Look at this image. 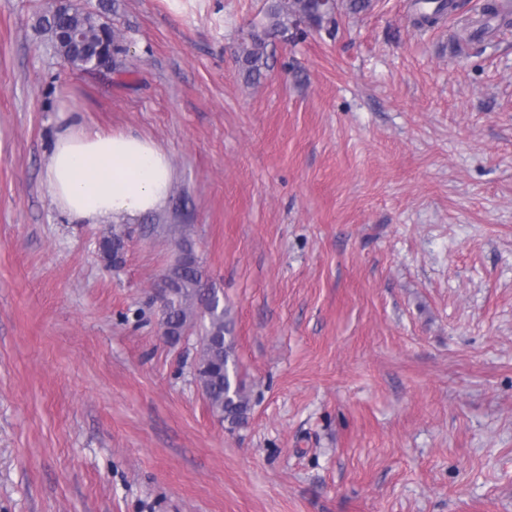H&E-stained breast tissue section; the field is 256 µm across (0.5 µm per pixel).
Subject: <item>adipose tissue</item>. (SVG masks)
<instances>
[{
    "label": "adipose tissue",
    "mask_w": 512,
    "mask_h": 512,
    "mask_svg": "<svg viewBox=\"0 0 512 512\" xmlns=\"http://www.w3.org/2000/svg\"><path fill=\"white\" fill-rule=\"evenodd\" d=\"M171 181V160L153 141L91 130L61 113L46 182L70 221L106 224L158 211Z\"/></svg>",
    "instance_id": "ef3b65f1"
}]
</instances>
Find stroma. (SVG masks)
Masks as SVG:
<instances>
[{
	"instance_id": "obj_1",
	"label": "stroma",
	"mask_w": 512,
	"mask_h": 512,
	"mask_svg": "<svg viewBox=\"0 0 512 512\" xmlns=\"http://www.w3.org/2000/svg\"><path fill=\"white\" fill-rule=\"evenodd\" d=\"M458 2L338 11L252 83L266 0H115L124 68L92 74L56 0H0V512H512V25L457 40L486 0ZM63 109L163 148L166 205L70 223ZM171 224L224 301L235 429L150 302ZM435 4L434 8L431 10V12H428L426 10L427 5ZM415 6L418 10V16L416 18V24L419 26L423 25H433L440 20L442 16H444L447 13L452 12L456 7V1L455 0H438V1H432V0H417L415 3Z\"/></svg>"
}]
</instances>
